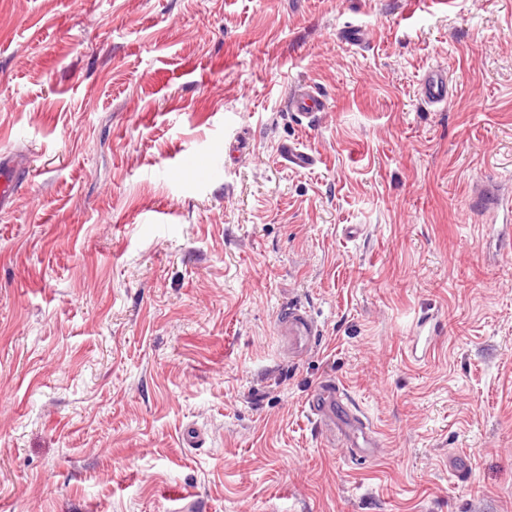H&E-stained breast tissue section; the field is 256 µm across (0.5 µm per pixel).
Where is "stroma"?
Listing matches in <instances>:
<instances>
[{"mask_svg":"<svg viewBox=\"0 0 512 512\" xmlns=\"http://www.w3.org/2000/svg\"><path fill=\"white\" fill-rule=\"evenodd\" d=\"M16 155L0 512H512V0H0ZM326 379L370 458L311 413ZM419 95L426 104H445L449 95L447 73L441 68H428L419 83ZM286 107L288 112H295L301 123L305 120L307 125H312L320 113L327 112L328 103L318 88L307 85L288 96ZM282 158L296 169H308L316 163V157L296 145L286 144L281 149ZM282 335L288 340V349L302 353L316 337L317 330L313 323L298 309L288 308L280 317ZM344 427L350 441L349 446L354 448L355 456H363L368 452L372 453V448L377 447L373 432L362 420L351 417L344 424Z\"/></svg>","mask_w":512,"mask_h":512,"instance_id":"1","label":"stroma"}]
</instances>
